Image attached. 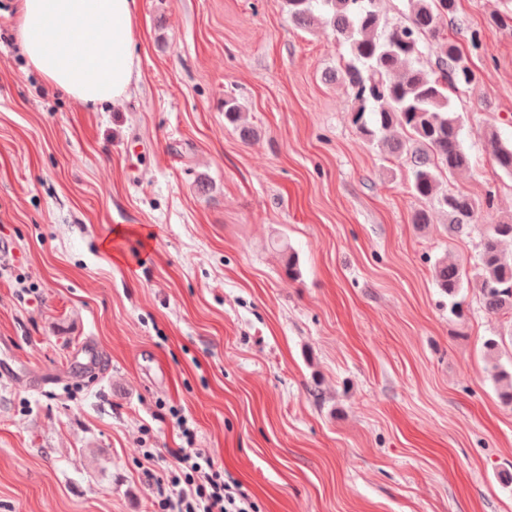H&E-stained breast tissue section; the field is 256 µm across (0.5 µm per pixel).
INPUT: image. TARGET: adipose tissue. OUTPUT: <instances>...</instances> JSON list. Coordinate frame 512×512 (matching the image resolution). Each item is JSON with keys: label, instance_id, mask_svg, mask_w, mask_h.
<instances>
[{"label": "adipose tissue", "instance_id": "ef3b65f1", "mask_svg": "<svg viewBox=\"0 0 512 512\" xmlns=\"http://www.w3.org/2000/svg\"><path fill=\"white\" fill-rule=\"evenodd\" d=\"M30 68L84 105L115 103L140 75L136 0H15Z\"/></svg>", "mask_w": 512, "mask_h": 512}]
</instances>
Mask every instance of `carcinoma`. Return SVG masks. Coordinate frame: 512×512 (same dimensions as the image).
<instances>
[{"label":"carcinoma","mask_w":512,"mask_h":512,"mask_svg":"<svg viewBox=\"0 0 512 512\" xmlns=\"http://www.w3.org/2000/svg\"><path fill=\"white\" fill-rule=\"evenodd\" d=\"M457 0H407L404 19L388 24L381 0H285L290 20L309 28L320 19L332 25L347 46L339 76L353 92L352 122L370 145L404 162L413 195L429 201L448 216V231L470 233L481 212L493 209L491 195L479 201L446 188L449 176L469 169L471 156L463 146L461 116L450 106L448 91L469 86L476 74L460 45L448 39L440 23L456 11ZM435 57V68L420 65L424 50ZM224 119L242 136L250 133L237 99H224ZM484 148L495 166L512 175V140L491 127ZM512 240V216L502 215L487 225L479 244L475 276L484 309L512 318V258L501 244ZM438 288L454 299L464 273L444 257L433 268ZM501 383L498 396L512 406V373L493 365Z\"/></svg>","instance_id":"cac0c4a2"}]
</instances>
